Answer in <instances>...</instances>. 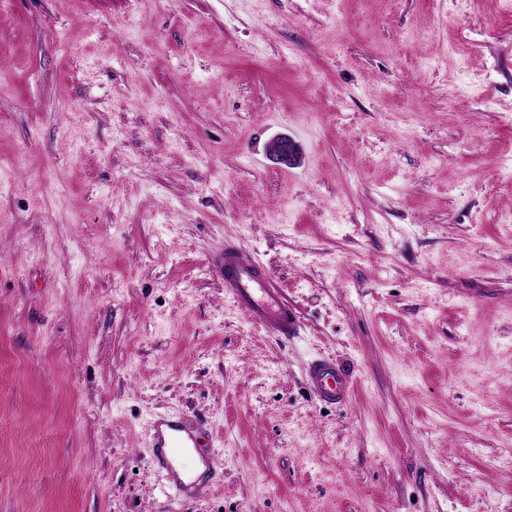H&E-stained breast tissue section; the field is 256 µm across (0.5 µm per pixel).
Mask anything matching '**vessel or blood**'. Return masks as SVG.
I'll return each mask as SVG.
<instances>
[{
	"label": "vessel or blood",
	"mask_w": 512,
	"mask_h": 512,
	"mask_svg": "<svg viewBox=\"0 0 512 512\" xmlns=\"http://www.w3.org/2000/svg\"><path fill=\"white\" fill-rule=\"evenodd\" d=\"M216 267L224 279V288L250 320L267 335L288 339L298 332L295 311L272 284L265 268L246 259L233 244L225 245ZM308 384L315 396L326 404L348 400L352 381L349 374L326 357L312 361L307 369ZM200 446L196 431L181 418L158 417L153 425L152 448L156 462L165 468L176 493H184L186 484L176 468V460L192 455Z\"/></svg>",
	"instance_id": "b4317fda"
}]
</instances>
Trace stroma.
Returning <instances> with one entry per match:
<instances>
[{"instance_id":"1","label":"stroma","mask_w":512,"mask_h":512,"mask_svg":"<svg viewBox=\"0 0 512 512\" xmlns=\"http://www.w3.org/2000/svg\"><path fill=\"white\" fill-rule=\"evenodd\" d=\"M0 179V512H512V0H0ZM268 154L276 163L294 166L300 160L298 144L288 136H278L268 143ZM216 267L224 279V288L250 320L267 335L292 338L298 332V319L265 268L246 259L234 244H227L218 256ZM306 375L310 389L321 402L341 404L348 400L352 390L351 377L329 358L312 361L307 366ZM152 448L155 461L169 472L171 486L182 496L187 485L179 475L176 460L202 448L197 432L182 418L160 416L153 425Z\"/></svg>"}]
</instances>
